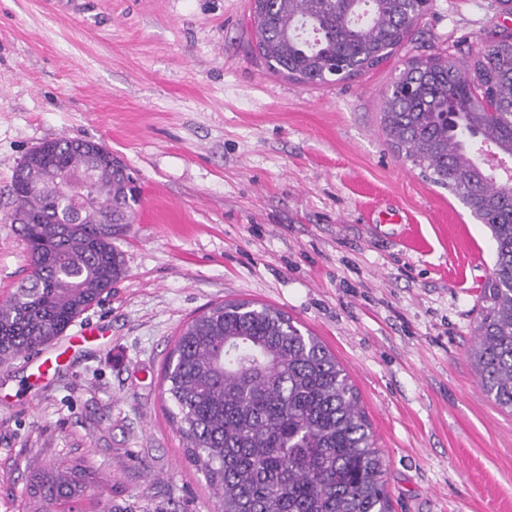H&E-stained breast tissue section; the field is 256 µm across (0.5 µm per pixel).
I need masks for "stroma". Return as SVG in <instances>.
Returning <instances> with one entry per match:
<instances>
[{
    "label": "stroma",
    "mask_w": 512,
    "mask_h": 512,
    "mask_svg": "<svg viewBox=\"0 0 512 512\" xmlns=\"http://www.w3.org/2000/svg\"><path fill=\"white\" fill-rule=\"evenodd\" d=\"M251 0H0V301L28 276L10 215L27 153L103 143L133 173L125 273L64 335L0 361V512L76 462L112 512H214L160 379L209 307L286 312L335 354L384 453L394 512H512V414L471 349L495 246L380 124L406 63L467 65L512 15L431 0L382 65L330 84L270 74ZM97 340L69 346L84 327ZM59 365L44 377L45 358Z\"/></svg>",
    "instance_id": "35a3bbf8"
}]
</instances>
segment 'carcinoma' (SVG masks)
Here are the masks:
<instances>
[{"instance_id": "cac0c4a2", "label": "carcinoma", "mask_w": 512, "mask_h": 512, "mask_svg": "<svg viewBox=\"0 0 512 512\" xmlns=\"http://www.w3.org/2000/svg\"><path fill=\"white\" fill-rule=\"evenodd\" d=\"M424 11L422 0H261L252 26L272 73L318 84L382 64ZM381 124L398 156L491 229L495 262L473 358L488 398L512 414V174L499 179L481 148L512 157V33L470 71L449 58L409 61L383 97ZM71 143L46 142L14 175L31 274L0 303V359L63 333L124 272L112 239L139 200L101 177L96 203H62L47 175L93 177L106 165ZM67 213L73 223L59 233ZM163 393L222 512H392L383 457L346 369L285 312L232 301L194 318L165 363ZM83 492L80 468L54 469L30 488L32 512L77 504Z\"/></svg>"}]
</instances>
